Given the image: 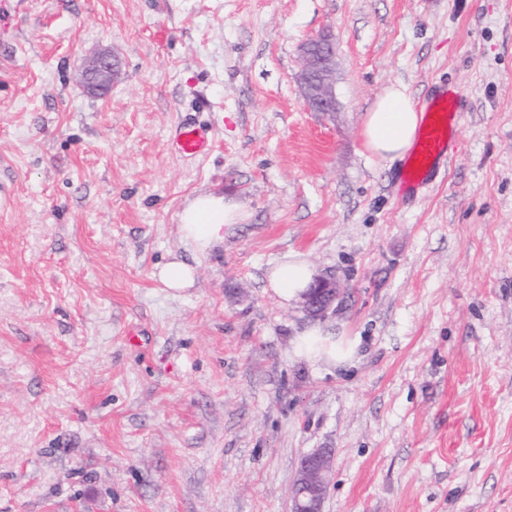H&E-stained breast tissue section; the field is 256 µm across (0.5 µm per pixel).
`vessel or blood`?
Listing matches in <instances>:
<instances>
[{"label": "vessel or blood", "mask_w": 512, "mask_h": 512, "mask_svg": "<svg viewBox=\"0 0 512 512\" xmlns=\"http://www.w3.org/2000/svg\"><path fill=\"white\" fill-rule=\"evenodd\" d=\"M459 92L450 90L432 99L424 108L421 132L414 147L403 184L416 183L420 174L432 170L449 154L452 135L459 121ZM212 147V139L206 132L192 124L180 125L173 149L188 156L206 155Z\"/></svg>", "instance_id": "vessel-or-blood-1"}]
</instances>
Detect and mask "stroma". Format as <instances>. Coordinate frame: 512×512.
<instances>
[{
  "label": "stroma",
  "instance_id": "1",
  "mask_svg": "<svg viewBox=\"0 0 512 512\" xmlns=\"http://www.w3.org/2000/svg\"><path fill=\"white\" fill-rule=\"evenodd\" d=\"M327 28L331 118L298 81ZM392 84L461 92L412 192L362 142ZM189 118L209 154L171 150ZM204 193L246 218L199 251ZM291 253L342 280L352 367L297 355ZM318 448L323 512H512V0H0V512H289ZM84 73L85 88L96 96H105L112 83L121 77L118 59L108 50H101L89 59ZM158 277L168 288L182 290L190 288L195 281L194 268L182 261H171L158 272Z\"/></svg>",
  "mask_w": 512,
  "mask_h": 512
}]
</instances>
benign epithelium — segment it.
Masks as SVG:
<instances>
[{"mask_svg":"<svg viewBox=\"0 0 512 512\" xmlns=\"http://www.w3.org/2000/svg\"><path fill=\"white\" fill-rule=\"evenodd\" d=\"M298 52L303 62L301 92L314 112L331 114L337 110L331 75L336 66V49L332 35L321 32L302 41ZM121 67L108 50L89 59L84 73L85 88L96 96L106 95L118 78ZM343 292L333 276L317 275L302 294L300 307L306 318L322 321L336 313ZM331 455L318 449L301 457L298 477L290 489V512H322Z\"/></svg>","mask_w":512,"mask_h":512,"instance_id":"benign-epithelium-1","label":"benign epithelium"}]
</instances>
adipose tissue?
<instances>
[{
    "mask_svg": "<svg viewBox=\"0 0 512 512\" xmlns=\"http://www.w3.org/2000/svg\"><path fill=\"white\" fill-rule=\"evenodd\" d=\"M423 113L405 86L391 85L378 95L366 112L362 137L366 150L388 161L400 160L412 147ZM244 212L232 201L216 194L197 196L183 207L180 230L187 244L198 250L211 248L224 239L227 226L241 223ZM314 277L310 264L299 255H288L268 274V286L283 302L299 299ZM299 353L308 360L349 363L351 350L342 349L323 336L320 328H309L299 338Z\"/></svg>",
    "mask_w": 512,
    "mask_h": 512,
    "instance_id": "adipose-tissue-1",
    "label": "adipose tissue"
}]
</instances>
